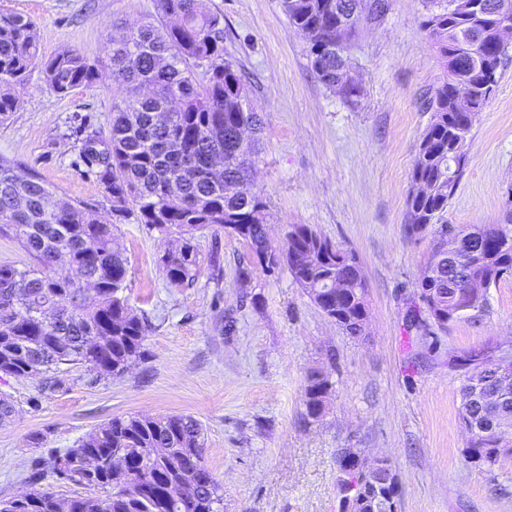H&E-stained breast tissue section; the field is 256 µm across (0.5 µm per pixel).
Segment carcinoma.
Here are the masks:
<instances>
[{"label": "carcinoma", "mask_w": 512, "mask_h": 512, "mask_svg": "<svg viewBox=\"0 0 512 512\" xmlns=\"http://www.w3.org/2000/svg\"><path fill=\"white\" fill-rule=\"evenodd\" d=\"M288 23L308 44L310 66L319 82L349 101L360 96L350 63L336 54L337 25L345 8L352 20L346 38L363 22L381 19L386 9L372 0H279ZM426 0L422 27L441 63L440 85L428 98L431 112L414 157L406 200L408 231L433 228L434 244L425 264L431 275L415 287L424 304L418 320L428 335L443 331L467 313L484 309L462 283H497L512 275V236L500 224L473 229L477 255L459 267L436 261V247L448 229V201L464 174L467 158L456 155L454 131L470 134L498 84L506 51L491 46L495 36L485 18L463 5L472 0ZM156 17L108 40L112 76L125 97L112 104L108 137L86 135L80 155L104 186L112 213L129 214L178 245L158 262L174 288L194 285L203 260L195 232L205 227L238 236L262 269L288 266L311 302L338 321L349 336L361 335V312L368 306L365 279L336 294V279L359 264L336 265L337 246L306 224H297L282 245L270 243L266 201L248 176L260 153L262 120L250 100V81L224 48V21L208 0H155ZM39 57L35 22L0 14V118L13 111L15 87L24 84ZM46 80L61 95L92 84L98 68L78 49L67 48L43 62ZM472 111L458 110L460 101ZM250 123L251 137L238 139ZM115 225L95 212L61 198L38 174L26 181L14 161L0 156V235L15 241L31 258L23 268L0 264V373L15 378L47 376L62 383L63 365H80L96 382L128 372L141 358L151 324L129 305L128 260L116 244ZM67 262L95 283L54 276L49 267ZM480 361V397L462 394L459 420L472 457L492 468L512 455V444L492 434L470 432L489 416L512 435V385L502 391L497 370L512 354L495 346L455 356ZM329 379L311 376L304 391L308 416L319 417ZM202 425L190 415L115 417L63 452L39 460L30 475L36 488L23 499L0 501V512H224V488L204 460ZM87 457L100 460L90 472ZM90 490L60 498L40 486L44 473Z\"/></svg>", "instance_id": "carcinoma-1"}]
</instances>
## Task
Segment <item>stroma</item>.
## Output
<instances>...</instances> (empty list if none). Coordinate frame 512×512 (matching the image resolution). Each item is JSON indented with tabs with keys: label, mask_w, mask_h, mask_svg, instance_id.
Masks as SVG:
<instances>
[{
	"label": "stroma",
	"mask_w": 512,
	"mask_h": 512,
	"mask_svg": "<svg viewBox=\"0 0 512 512\" xmlns=\"http://www.w3.org/2000/svg\"><path fill=\"white\" fill-rule=\"evenodd\" d=\"M224 20L225 45L252 79L264 121L254 181L266 203L268 236L311 225L354 252L368 283V332L346 335L294 281L252 265L242 240L205 229L202 254L220 246L224 276L202 272L193 287H170L158 258L171 239L117 220L102 184L81 163L78 127L107 132L122 88L104 45L154 13V0H0V13L31 17L39 57L66 48L96 63L87 88L63 96L34 67L0 120V155L34 171L56 192L116 224L128 260L129 303L152 324L139 364L98 382L80 366L62 384L0 378L17 414L0 425V499L30 490L32 465L73 447L115 416L181 413L203 428L205 462L224 486V512H339L337 454L360 449L391 459L399 512H512V456L494 467L471 459L459 421L466 373L449 354L512 336V276L488 288L482 311L436 337L410 327L415 281L431 234H408L410 172L430 115L424 100L441 66L422 28V0H389L363 25L349 55L363 88L354 102L316 79L302 35L278 0H208ZM468 164L448 203L450 224H497L512 185V49L498 87L472 128ZM332 383L323 413L310 418L311 373Z\"/></svg>",
	"instance_id": "stroma-1"
}]
</instances>
